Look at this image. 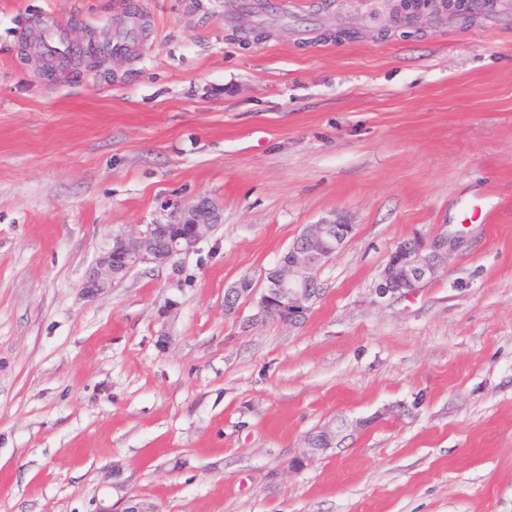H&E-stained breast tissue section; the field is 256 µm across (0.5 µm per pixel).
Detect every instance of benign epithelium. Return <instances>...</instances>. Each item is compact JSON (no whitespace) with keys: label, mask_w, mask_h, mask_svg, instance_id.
Masks as SVG:
<instances>
[{"label":"benign epithelium","mask_w":512,"mask_h":512,"mask_svg":"<svg viewBox=\"0 0 512 512\" xmlns=\"http://www.w3.org/2000/svg\"><path fill=\"white\" fill-rule=\"evenodd\" d=\"M442 10L456 17L474 14L470 0H440ZM217 225L213 209L199 203L180 212L179 219L166 224H146L129 233L114 237L115 244L105 251L89 273L83 288L95 295L112 287L119 276L126 275L143 264L166 265L192 252ZM353 225L326 220L310 224L297 237L281 260L266 275V284L255 294L250 280L224 293V307L230 309L237 299L252 298L256 313L252 319H274L290 328L300 325L313 302L319 297L318 274L322 267L346 243ZM462 243L461 237L442 233L430 243L418 239L400 243L390 254L378 286L381 295L408 294L420 284L435 277ZM341 428L328 425L310 433L304 440V450L294 464L302 466L311 457L333 448Z\"/></svg>","instance_id":"1"}]
</instances>
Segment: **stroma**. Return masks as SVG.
<instances>
[{
	"label": "stroma",
	"instance_id": "stroma-1",
	"mask_svg": "<svg viewBox=\"0 0 512 512\" xmlns=\"http://www.w3.org/2000/svg\"><path fill=\"white\" fill-rule=\"evenodd\" d=\"M224 2L0 0V512H512V24ZM130 13L120 60L24 56ZM202 199L194 251L84 293L113 235ZM331 219L354 232L303 324L226 315ZM442 233L435 279L378 296ZM40 47L44 53L57 57L66 56L76 50L69 41L66 25L54 21H48ZM463 242L460 236L442 233L429 244L418 239L401 242L390 254L378 286L379 295L408 294L435 277L441 266ZM340 432V426L335 429V425H328L310 433L304 440L303 448L306 449L296 457L294 464L300 467L311 457L335 447Z\"/></svg>",
	"mask_w": 512,
	"mask_h": 512
}]
</instances>
